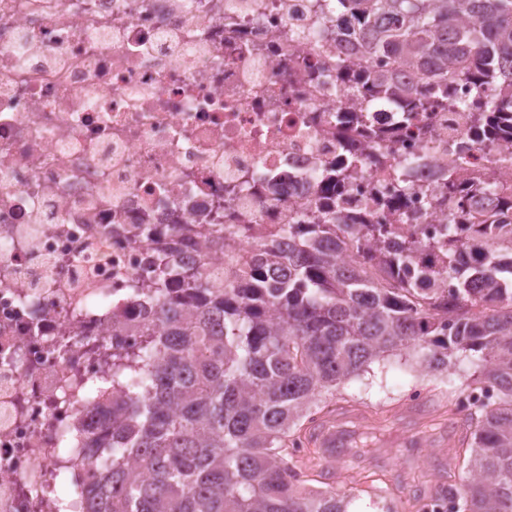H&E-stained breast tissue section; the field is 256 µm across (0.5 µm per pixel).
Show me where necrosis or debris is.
Returning <instances> with one entry per match:
<instances>
[{"label":"necrosis or debris","mask_w":512,"mask_h":512,"mask_svg":"<svg viewBox=\"0 0 512 512\" xmlns=\"http://www.w3.org/2000/svg\"><path fill=\"white\" fill-rule=\"evenodd\" d=\"M326 0H0V512H59L58 478L99 434L89 343L141 322L153 255L225 263L319 208L316 177L354 155L344 211L439 237L442 168L467 112H363L336 79L347 22ZM328 30L327 40L318 31ZM409 186L406 209L387 200ZM224 227L205 247L203 225Z\"/></svg>","instance_id":"necrosis-or-debris-1"}]
</instances>
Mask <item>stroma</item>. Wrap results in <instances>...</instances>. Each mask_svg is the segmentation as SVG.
Here are the masks:
<instances>
[{
  "label": "stroma",
  "mask_w": 512,
  "mask_h": 512,
  "mask_svg": "<svg viewBox=\"0 0 512 512\" xmlns=\"http://www.w3.org/2000/svg\"><path fill=\"white\" fill-rule=\"evenodd\" d=\"M473 371V366L465 364L450 374L433 375L419 370L405 354L394 353L326 392V399L360 406L380 420L375 431L360 435L358 449L337 462L340 479L336 487L353 495L348 512H382L380 503L385 497L394 499L399 512H410L413 490L441 477L439 465L447 461L448 451L397 447L403 425L396 413L407 405L410 394L424 396L436 386L461 385ZM370 484L375 485V494L366 493Z\"/></svg>",
  "instance_id": "stroma-1"
}]
</instances>
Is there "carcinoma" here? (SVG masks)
<instances>
[{
	"label": "carcinoma",
	"instance_id": "cac0c4a2",
	"mask_svg": "<svg viewBox=\"0 0 512 512\" xmlns=\"http://www.w3.org/2000/svg\"><path fill=\"white\" fill-rule=\"evenodd\" d=\"M348 18L358 52L392 56L422 83L401 86L336 58V76L362 102L385 99L408 123L431 104L474 115L475 138L512 141V0H330ZM469 85L459 100L448 84ZM499 86L502 93L485 89ZM444 173L448 222L440 237L408 225L350 224L337 200L348 168L319 175L325 207L256 242L254 259L205 271L153 258L149 319L138 346L112 345V385L92 382L89 407L102 441L84 449L87 512H346L324 468L299 464L302 432L336 412L321 400L369 363L394 352L446 371L476 358L464 390L435 396L462 414L450 462L461 485L437 482L415 501L450 512H512V223L477 219L476 196L497 193L512 211V181ZM350 250L357 261L339 254ZM453 282L455 287L447 286ZM136 449L138 469L123 465ZM317 480L323 490L306 487Z\"/></svg>",
	"mask_w": 512,
	"mask_h": 512
}]
</instances>
